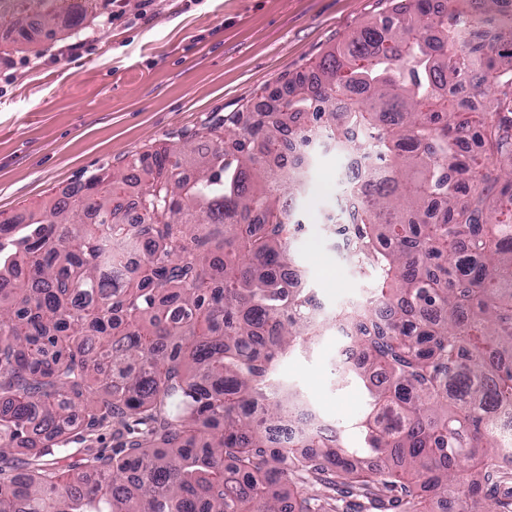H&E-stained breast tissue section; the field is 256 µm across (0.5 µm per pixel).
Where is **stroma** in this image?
<instances>
[{
	"instance_id": "1",
	"label": "stroma",
	"mask_w": 512,
	"mask_h": 512,
	"mask_svg": "<svg viewBox=\"0 0 512 512\" xmlns=\"http://www.w3.org/2000/svg\"><path fill=\"white\" fill-rule=\"evenodd\" d=\"M391 0H123L49 40L36 29L0 30V221H24L101 167L123 168L159 143L261 102L283 75H305L333 46L390 10ZM79 49L64 54L70 44ZM348 153L308 151V175L292 241L302 283L322 306V334L282 359L278 378L328 423L365 409L355 386L337 388L345 337L337 319L366 304L374 272L350 259L336 225L351 191ZM111 424L81 430L49 454L71 464L87 450L111 453Z\"/></svg>"
}]
</instances>
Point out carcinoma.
<instances>
[{
    "label": "carcinoma",
    "instance_id": "1",
    "mask_svg": "<svg viewBox=\"0 0 512 512\" xmlns=\"http://www.w3.org/2000/svg\"><path fill=\"white\" fill-rule=\"evenodd\" d=\"M430 2L399 0L266 111L0 222V512H336L341 485L357 512H435L462 483V512H512V0ZM97 4L13 0L0 29L38 17L52 37ZM316 138L367 160L344 232L379 288L343 313L338 378L369 399L356 444L315 425L280 448L303 407L275 369L321 333L291 249L306 169L286 152ZM108 419L112 455L39 462L34 436Z\"/></svg>",
    "mask_w": 512,
    "mask_h": 512
}]
</instances>
